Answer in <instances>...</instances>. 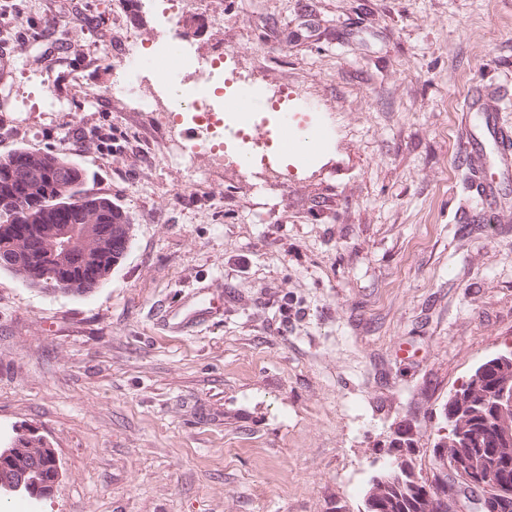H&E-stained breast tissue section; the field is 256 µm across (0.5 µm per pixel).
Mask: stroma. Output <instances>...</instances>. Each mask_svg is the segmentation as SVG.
<instances>
[{"label": "stroma", "instance_id": "1", "mask_svg": "<svg viewBox=\"0 0 512 512\" xmlns=\"http://www.w3.org/2000/svg\"><path fill=\"white\" fill-rule=\"evenodd\" d=\"M223 23L165 0H0V157L50 151L130 217L106 283L44 290L0 269V442L55 448L49 498L8 512H363L410 430L432 479L450 393L512 346V179L483 214L467 189L461 105L512 127V0H212ZM179 37L222 57L212 85L284 88L323 132L306 163L208 155L196 177L125 98L52 112L72 79L116 74L106 42ZM222 311L191 312L210 299Z\"/></svg>", "mask_w": 512, "mask_h": 512}]
</instances>
